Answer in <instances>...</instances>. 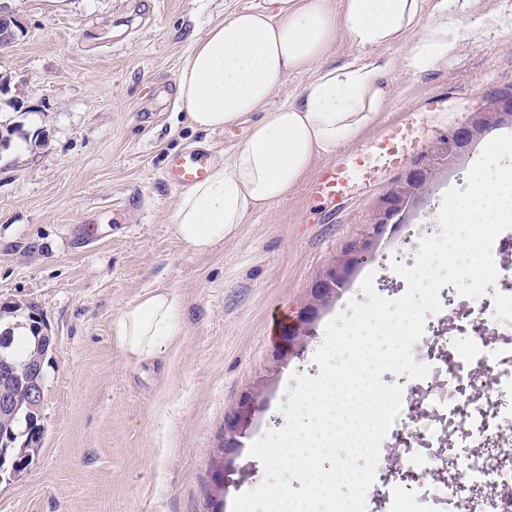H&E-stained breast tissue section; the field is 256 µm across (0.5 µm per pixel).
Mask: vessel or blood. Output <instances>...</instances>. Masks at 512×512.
<instances>
[{
  "label": "vessel or blood",
  "instance_id": "b4317fda",
  "mask_svg": "<svg viewBox=\"0 0 512 512\" xmlns=\"http://www.w3.org/2000/svg\"><path fill=\"white\" fill-rule=\"evenodd\" d=\"M417 144V137L410 126L400 123L387 125L368 146L323 171L311 185L310 194L318 199L343 196L353 182L397 169ZM208 165V155L201 152L175 157L169 162L167 176L174 185L186 186L204 179Z\"/></svg>",
  "mask_w": 512,
  "mask_h": 512
}]
</instances>
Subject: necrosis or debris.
<instances>
[{"mask_svg": "<svg viewBox=\"0 0 512 512\" xmlns=\"http://www.w3.org/2000/svg\"><path fill=\"white\" fill-rule=\"evenodd\" d=\"M440 301L467 316L439 343L426 323L420 342L435 346L430 372L401 383L412 430L394 426L383 439L368 512H512V338L498 335L492 298Z\"/></svg>", "mask_w": 512, "mask_h": 512, "instance_id": "1", "label": "necrosis or debris"}]
</instances>
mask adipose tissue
I'll return each mask as SVG.
<instances>
[{"mask_svg":"<svg viewBox=\"0 0 512 512\" xmlns=\"http://www.w3.org/2000/svg\"><path fill=\"white\" fill-rule=\"evenodd\" d=\"M365 50L410 41L403 63L426 73L447 63L458 22L448 0H263L235 11L196 37L179 71L176 102L190 124L215 132L251 118L228 161L212 160L207 177L186 186L172 211L180 240L200 253L235 237L247 216L269 209L307 178L314 159L361 140L388 96L378 59L323 61L338 32ZM312 72L299 94L273 96L291 73ZM182 333L175 296L145 291L112 324L123 359L142 365Z\"/></svg>","mask_w":512,"mask_h":512,"instance_id":"obj_1","label":"adipose tissue"}]
</instances>
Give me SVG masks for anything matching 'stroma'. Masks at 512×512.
Returning a JSON list of instances; mask_svg holds the SVG:
<instances>
[{"mask_svg": "<svg viewBox=\"0 0 512 512\" xmlns=\"http://www.w3.org/2000/svg\"><path fill=\"white\" fill-rule=\"evenodd\" d=\"M1 1L26 32L0 49L9 85L0 118L43 137L0 151V304L36 305L54 348L44 363L41 449L20 478L0 483V512H232L234 497L264 478L251 443L284 426L290 376L310 372L361 270L282 361L272 320L295 319L346 243L377 221L401 174L355 183L335 201L312 199L300 185L251 214L236 238L197 253L172 229L180 189L166 180L168 159L196 146L229 156L249 124L191 127L175 108L180 65L193 36L262 0ZM463 12L446 65L416 75L400 63L405 46L379 49L392 63L391 94L370 137L400 121L414 129L420 152L431 151L512 88V0H473L466 9L449 0V19ZM15 98L32 112H16ZM431 98L438 108L427 107ZM483 144L476 139L439 165L413 212L376 238L374 257L405 227L418 240L436 235L431 216L448 189L465 186ZM152 288L174 293L183 333L154 364L128 365L112 322ZM256 388L258 411L219 492L224 416Z\"/></svg>", "mask_w": 512, "mask_h": 512, "instance_id": "obj_1", "label": "stroma"}]
</instances>
